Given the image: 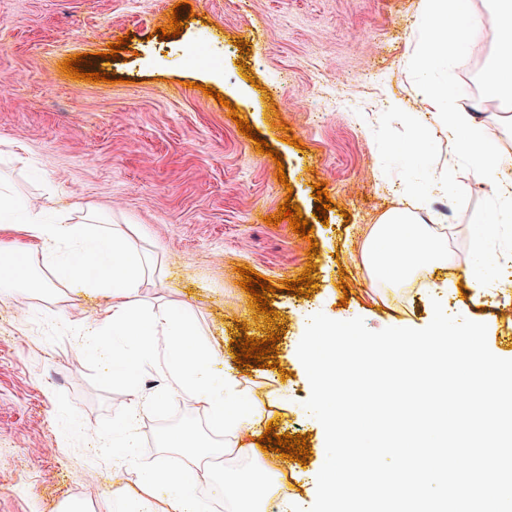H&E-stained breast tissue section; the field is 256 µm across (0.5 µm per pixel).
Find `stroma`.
<instances>
[{"label": "stroma", "mask_w": 512, "mask_h": 512, "mask_svg": "<svg viewBox=\"0 0 512 512\" xmlns=\"http://www.w3.org/2000/svg\"><path fill=\"white\" fill-rule=\"evenodd\" d=\"M421 0H0V177L26 203L47 196L71 222L87 208L118 228L143 225L138 247L152 263L140 289L151 310L189 306L213 368L235 360L233 343L264 338L266 324L241 287V269L271 282L268 299L283 333L270 354L276 368L240 367L245 397L287 390V409L271 408L274 434L304 435L306 463L266 451L262 462L288 496L314 502L302 482L321 468L325 432L305 408L311 386L297 355L312 305L332 319L362 318L378 331L422 329L433 318L435 286L489 273L471 251L479 215L492 205L473 194L463 155L418 139L415 115L427 103L408 66L421 33ZM180 35L161 38L171 11ZM127 38L129 50L103 58ZM245 48H238V41ZM86 55L106 82L76 80L63 64ZM484 67L472 55L442 64L439 83L460 104L476 99ZM215 96H207L206 88ZM395 112H388V105ZM248 120L255 138L240 133ZM295 137L296 145L285 143ZM265 140L282 156L279 182ZM452 170L443 191H430ZM333 203L319 215L315 183ZM427 196L442 222L446 265L419 268L402 283L380 277L368 261L371 232L384 216ZM313 226L316 255L288 221L270 224L284 202ZM309 296L284 290L307 263ZM104 295L66 288L18 289L0 299V512H132L113 499L137 471L99 458L82 438L120 430L130 400L95 352L76 348L69 325L99 318ZM485 324L491 352L512 360V308L497 310L454 294ZM92 471L96 482L85 483Z\"/></svg>", "instance_id": "stroma-1"}]
</instances>
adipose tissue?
I'll return each mask as SVG.
<instances>
[{
    "label": "adipose tissue",
    "mask_w": 512,
    "mask_h": 512,
    "mask_svg": "<svg viewBox=\"0 0 512 512\" xmlns=\"http://www.w3.org/2000/svg\"><path fill=\"white\" fill-rule=\"evenodd\" d=\"M489 4L492 18L487 21L475 10L473 0H423L418 19L423 39L410 66L422 77L418 91L429 106L418 119L421 139L433 141L438 149H462L475 180L490 188L496 206L481 216L482 227L472 249L478 260H494L498 274L505 275L512 272V253L491 256L487 241L498 225L512 222V173L501 166L498 139L488 135L470 109L457 104L454 88L430 79L438 63L461 54L489 31L495 51L485 65L484 80L512 106V0H489ZM0 228L24 234L55 284L107 297L102 318L76 319L74 334L80 348L97 353L111 380L132 389L131 406L122 430L111 440L113 447L135 448L141 411L160 398L185 391L228 435L241 428L260 432L272 401L287 403L283 390L271 400L243 399L235 366L228 362L223 371H215L212 348L195 339L190 308L154 312L140 305L138 294L146 269L133 241L141 233L139 225H130L123 234L96 215L90 223L72 224L54 217L50 207L26 205L0 183ZM395 249L400 252L399 262L378 269L390 280L412 267L441 263L447 253L439 236L418 224L416 211L409 210L394 211L379 225L370 257L375 260ZM159 336L166 339L161 351L155 345ZM148 368L162 371L167 379L160 394L144 395L135 389L139 374ZM197 479L196 470L175 473L162 462L143 472L135 484L116 488L113 495L134 502L137 512H200L193 494Z\"/></svg>",
    "instance_id": "1"
}]
</instances>
